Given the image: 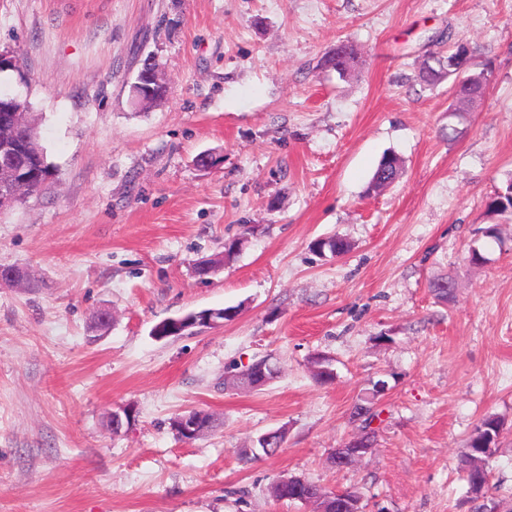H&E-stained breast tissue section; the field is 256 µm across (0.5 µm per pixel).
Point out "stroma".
<instances>
[{
  "label": "stroma",
  "mask_w": 512,
  "mask_h": 512,
  "mask_svg": "<svg viewBox=\"0 0 512 512\" xmlns=\"http://www.w3.org/2000/svg\"><path fill=\"white\" fill-rule=\"evenodd\" d=\"M461 40L490 80L452 119L450 80L418 72ZM342 42L344 76L324 64ZM0 48L22 67L0 90L28 89L58 170L0 213V268L33 281L0 288V512H317L273 496L289 476L358 488L365 512H512V223L487 207L512 178V0H0ZM151 59L170 93L141 111ZM387 152L403 173L367 193ZM333 235L346 253L312 251ZM264 357L271 383L225 386ZM193 409L217 426L179 439ZM489 415L503 426L475 495L466 444ZM365 425L373 453L336 469ZM159 71L160 67L155 63L152 68L141 70L136 75L135 81L131 86V93L137 105L142 106L148 99H154L156 97V86L158 84L168 85V83L161 78ZM230 315V312L222 310H209L202 313H192L184 316L180 319H172L159 326L158 331L160 336H156L159 339L167 338L170 336H181L192 328L199 326L200 323H205L208 326L217 325L224 322V317ZM223 320H220V319ZM166 326V330L164 327Z\"/></svg>",
  "instance_id": "obj_1"
}]
</instances>
